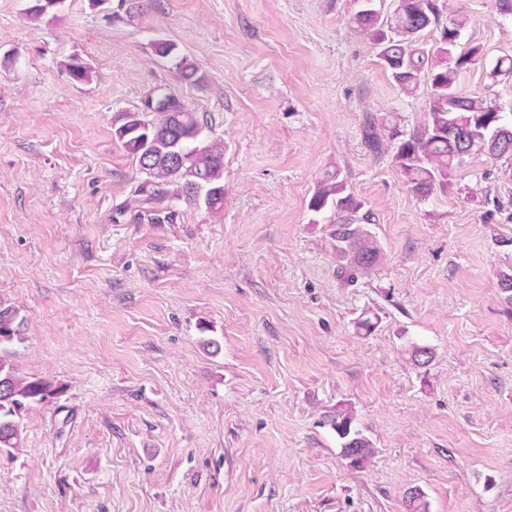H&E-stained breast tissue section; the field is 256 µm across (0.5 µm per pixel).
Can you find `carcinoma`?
<instances>
[{"label": "carcinoma", "instance_id": "obj_1", "mask_svg": "<svg viewBox=\"0 0 512 512\" xmlns=\"http://www.w3.org/2000/svg\"><path fill=\"white\" fill-rule=\"evenodd\" d=\"M353 22L379 49V59L401 90L414 92L421 80L429 85L427 117L422 127L405 134L395 130L394 162L410 190L427 197L445 191L452 173L466 159L485 155L492 159L512 156V112L480 96L456 90L462 73L481 60L478 46L461 47L466 19L457 17L440 25L436 0H396L384 18L376 0H358ZM436 25L440 36L427 47L423 31ZM71 77L89 79V67L78 57L67 64ZM113 136L135 159L143 175L135 193L141 204L153 209V219H169L175 206L185 201L210 212L224 208V142L204 133L196 114L167 89L142 102L136 111L121 110L112 120ZM363 142L373 153L388 150L379 125L367 121ZM365 203L347 190L339 172L320 182L309 209L320 215L334 212L329 236L337 271L366 275L379 265L383 251L369 228ZM11 307L0 308V449L21 446L20 413L48 402L62 391L53 382L23 375L8 346L19 339L21 323ZM351 410L338 407L327 423L340 441L341 453L351 466L362 468L375 454L371 441L353 424Z\"/></svg>", "mask_w": 512, "mask_h": 512}]
</instances>
